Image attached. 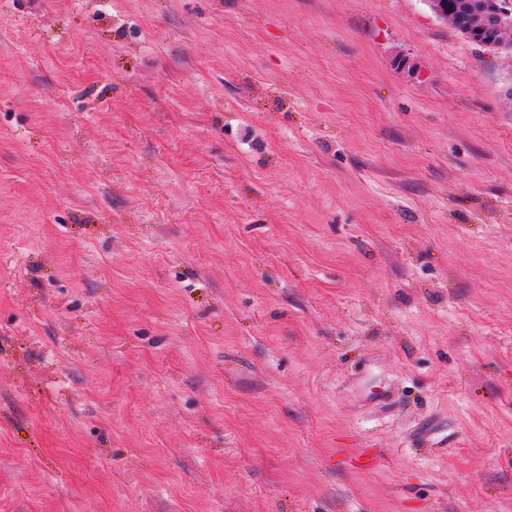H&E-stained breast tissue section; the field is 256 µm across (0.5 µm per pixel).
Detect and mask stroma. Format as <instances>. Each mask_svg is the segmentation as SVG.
<instances>
[{
    "label": "stroma",
    "mask_w": 512,
    "mask_h": 512,
    "mask_svg": "<svg viewBox=\"0 0 512 512\" xmlns=\"http://www.w3.org/2000/svg\"><path fill=\"white\" fill-rule=\"evenodd\" d=\"M0 512H512V50L0 0Z\"/></svg>",
    "instance_id": "35a3bbf8"
}]
</instances>
